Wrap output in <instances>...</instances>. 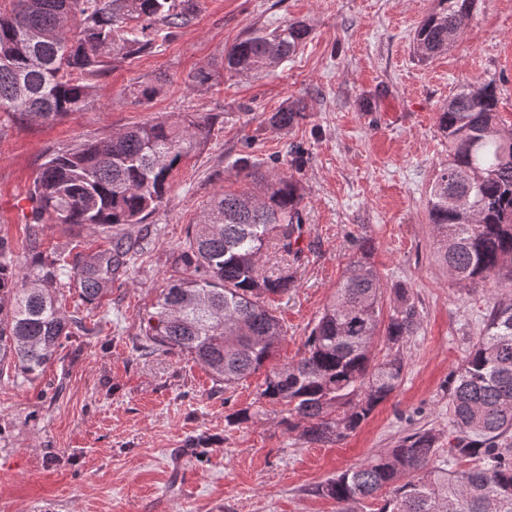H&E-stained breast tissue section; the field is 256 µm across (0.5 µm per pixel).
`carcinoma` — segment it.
Returning <instances> with one entry per match:
<instances>
[{
	"label": "carcinoma",
	"instance_id": "cac0c4a2",
	"mask_svg": "<svg viewBox=\"0 0 512 512\" xmlns=\"http://www.w3.org/2000/svg\"><path fill=\"white\" fill-rule=\"evenodd\" d=\"M0 12V112L55 120L83 111L88 77L116 60L149 52L185 24L197 0H9ZM419 24L421 61L462 36L474 0H436ZM309 35L301 21L256 29L224 54V69L259 77L296 55ZM301 118L296 107L271 117L279 128ZM448 163L431 184L429 221L439 267L462 288L490 281L512 287V130L497 112L493 82L459 90L437 112ZM212 118L185 112L128 127L50 155L28 200L35 224L110 228L133 224L168 195L170 176L211 135ZM248 187L213 195L173 259L143 331L142 351L184 354L228 389L260 371L283 339L266 296L288 291V256L303 233L294 175L243 164ZM272 249L280 261L261 265ZM369 240L360 241L342 280L311 328L300 358L273 367L258 397L288 406V430L307 443L340 442L398 390L403 346L420 326L408 295L381 318L383 283ZM135 244L123 238L68 263L59 258L17 269L0 239V376L42 374L63 341L84 329L55 295L73 288L97 303L126 275ZM482 331L448 377V457L440 434L416 429L392 448L319 484L315 492L356 512L388 487L374 512H512V293L490 292ZM389 353L373 359L375 338ZM472 460L478 464L460 468Z\"/></svg>",
	"mask_w": 512,
	"mask_h": 512
}]
</instances>
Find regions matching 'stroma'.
Returning a JSON list of instances; mask_svg holds the SVG:
<instances>
[{
    "label": "stroma",
    "mask_w": 512,
    "mask_h": 512,
    "mask_svg": "<svg viewBox=\"0 0 512 512\" xmlns=\"http://www.w3.org/2000/svg\"><path fill=\"white\" fill-rule=\"evenodd\" d=\"M434 0H201L200 10L152 52L91 78L84 111L57 121L0 112V238L20 266L41 256L73 260L117 236L139 256L97 309L64 291L66 314L85 332L64 342L38 378L0 381V512H336L314 488L392 447L417 428L448 431L449 374L478 336L489 304L436 261L428 191L448 161L436 114L459 85L495 80L512 124V0H478L462 38L421 63L413 36ZM303 21L299 53L253 79L224 69V51L255 29ZM221 83L195 86L198 70ZM162 79L150 104L135 86ZM300 105L291 128L272 125ZM181 112L215 118L208 143L171 176L164 203L136 224L103 230L29 220L28 193L51 151ZM304 165L302 253L294 283L270 309L286 334L270 364L299 359L361 238L374 245L383 314L406 286L421 319L404 346L400 388L345 440L309 444L284 423L285 406L264 403L249 423L228 415L249 406L256 372L226 389L191 357L138 352L143 319L172 270L174 251L203 205L238 191L241 161L289 171Z\"/></svg>",
    "instance_id": "35a3bbf8"
}]
</instances>
